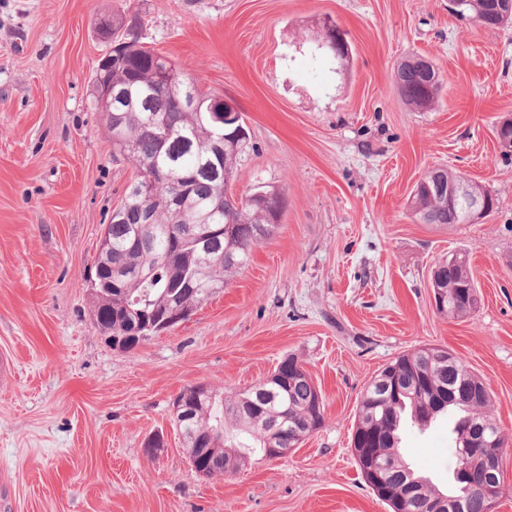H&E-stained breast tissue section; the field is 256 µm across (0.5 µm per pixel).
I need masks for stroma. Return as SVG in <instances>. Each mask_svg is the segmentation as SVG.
<instances>
[{"instance_id":"stroma-1","label":"stroma","mask_w":512,"mask_h":512,"mask_svg":"<svg viewBox=\"0 0 512 512\" xmlns=\"http://www.w3.org/2000/svg\"><path fill=\"white\" fill-rule=\"evenodd\" d=\"M137 16L141 37L201 91L241 113L253 149L233 190L278 187L285 210L248 265L189 319L113 347L93 319L100 237L134 178L113 159L92 78L101 20ZM335 21L348 58L318 50ZM421 55L444 88L406 104L392 74ZM512 24L485 29L448 0H0V512H390L350 439L364 387L399 355L447 348L491 394L512 512ZM445 167L483 186L477 224L414 221L409 197ZM467 252L478 305L434 304L433 267ZM295 358L324 401L287 456L256 455L204 479L191 469L174 401L204 383L233 395ZM456 414L401 430L407 466L454 489ZM158 456L146 454L155 433Z\"/></svg>"}]
</instances>
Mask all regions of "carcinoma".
Masks as SVG:
<instances>
[{"label": "carcinoma", "mask_w": 512, "mask_h": 512, "mask_svg": "<svg viewBox=\"0 0 512 512\" xmlns=\"http://www.w3.org/2000/svg\"><path fill=\"white\" fill-rule=\"evenodd\" d=\"M500 4L497 0H459L452 11L484 28L500 26ZM416 59L402 62L394 71V79L401 98L415 109H427L438 102L443 89L437 69L421 70L414 65ZM170 64L179 78L184 74L173 61L155 52L140 41V37L127 32L115 39L112 60L101 62L108 70L112 91L123 92L112 99V106H103L106 127L112 141V156L132 162L135 179L156 175L163 169L168 177L158 179L149 196L129 195L126 212L112 218L104 230L107 246L99 248L91 288L101 289V281L120 279L124 293L108 292L95 296L94 321L100 328H126L137 322L128 311L126 300L147 297L150 309L164 316L169 311L170 299L182 298L188 312L224 288L225 276L244 267L257 242H244L235 232L238 225L266 226L279 224L285 202L273 186L261 184L277 208L252 203L248 196H235L230 185L238 166L253 145L249 133L240 138L225 130L224 153L213 149L217 130L205 112H193L182 92H175L161 78L162 68ZM159 119L171 131L167 140L160 139L151 126ZM189 194V206L178 209L168 200L181 187ZM414 217L424 224L451 227L448 201L435 191L433 182L421 178L411 194ZM203 224L224 227V237L215 241L208 251L198 249L193 230ZM152 264L157 273L151 280L137 275L141 267ZM474 282L471 270L462 267L447 268L443 286L447 299L437 311L452 318H464L475 310L477 299L470 304L461 303L463 292ZM392 364L399 370L400 379L411 385L392 402L385 400L384 392L373 384L363 390L357 416L353 424L351 444L361 437H378L375 448L379 459L391 463L398 472L409 467L402 460L399 444L395 442L402 418L409 414L421 422L448 410L438 402V396L454 377L466 372L471 379L476 374L454 358L448 363V349L423 347L397 357ZM490 394L474 404L455 403L461 412L454 432L462 436L466 421L495 427L487 412ZM323 401H314L313 382L303 370L284 384L274 380L258 383L238 392L232 398L215 394L214 401L191 411L182 422L181 436L185 446L196 447L199 436L215 430L218 448H237L243 454L259 449L266 451L280 445V439L269 434L272 423L302 426L321 424ZM419 504L409 512H424L423 506L434 498L444 496L425 477H419Z\"/></svg>", "instance_id": "cac0c4a2"}]
</instances>
